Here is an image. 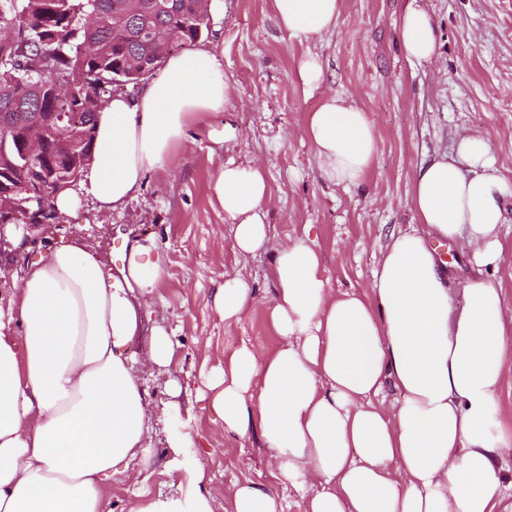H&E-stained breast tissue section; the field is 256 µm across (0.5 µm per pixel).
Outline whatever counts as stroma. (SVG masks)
<instances>
[{
  "mask_svg": "<svg viewBox=\"0 0 512 512\" xmlns=\"http://www.w3.org/2000/svg\"><path fill=\"white\" fill-rule=\"evenodd\" d=\"M335 28L305 41L280 30L273 0H220L210 25L193 47L224 68L230 98L224 112L190 130L164 169L149 173L140 195L123 208L98 210L87 202L56 224L30 231L31 257L78 237L97 246L119 268L123 237L155 235L167 257V274L146 300L151 321L163 324L176 349L171 372H143L154 421L144 479L113 477L104 496L108 512H130L141 496L178 494L186 466L201 460L213 475L214 512H231L224 488L235 481L269 485L286 512H305L306 499L271 475L270 452L259 432L225 434L206 400L203 370L224 362L225 351L248 344L257 362L279 338L262 306L239 322L224 323L210 297L224 275L243 270L256 297L267 298L271 257L281 245L306 237L322 255L327 285L368 293L379 251L392 232L415 221L414 175L435 155L452 150L458 136L487 137L501 175L512 181V0H422L438 26L431 61H409L399 41V21L409 0H339ZM317 56L321 81L306 88L300 62ZM339 96L367 112L377 130L378 152L360 186L343 189L322 177L307 118L326 98ZM230 123L235 138L210 140L209 127ZM261 165L267 173L269 238L265 251L241 262L229 221L212 186L227 161ZM181 393L171 398L170 382ZM179 411H171V401ZM191 431L194 445L172 457L169 438Z\"/></svg>",
  "mask_w": 512,
  "mask_h": 512,
  "instance_id": "35a3bbf8",
  "label": "stroma"
}]
</instances>
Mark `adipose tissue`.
Wrapping results in <instances>:
<instances>
[{
  "instance_id": "1",
  "label": "adipose tissue",
  "mask_w": 512,
  "mask_h": 512,
  "mask_svg": "<svg viewBox=\"0 0 512 512\" xmlns=\"http://www.w3.org/2000/svg\"><path fill=\"white\" fill-rule=\"evenodd\" d=\"M274 8L280 28L307 41L339 17V0H274ZM437 42L431 15L411 0L400 22L406 58L430 61ZM228 100L215 57H168L139 97L116 92L98 110L93 159L79 189L55 196V210L69 215L87 200L123 206ZM306 134L327 181L359 186L378 145L366 112L329 97L310 113ZM213 193L239 255L264 250L262 167L224 163ZM510 197L512 182L499 175L486 138L468 133L418 168V224L391 234L370 295L328 288L307 240L276 250L274 292L263 304L279 344L261 363L245 344L225 353L206 398L225 432L259 431L279 479L300 491L314 486L306 512H503L512 499L504 480L512 431L497 420L498 392L512 375V318L499 285L481 276L463 282V306L454 309L435 250L463 239L478 268L497 266ZM165 274L155 237L125 240L115 271L75 238L26 262L0 289V512H104L113 476L138 482L130 466L146 454L152 408L136 369L169 367L174 356L143 305ZM211 302L230 323L258 301L235 272ZM388 388L396 393L389 404ZM211 482L194 463L180 495H157L132 512H213ZM229 495L233 512H284L273 491L251 481Z\"/></svg>"
}]
</instances>
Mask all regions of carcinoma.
I'll list each match as a JSON object with an SVG mask.
<instances>
[{
	"label": "carcinoma",
	"instance_id": "1",
	"mask_svg": "<svg viewBox=\"0 0 512 512\" xmlns=\"http://www.w3.org/2000/svg\"><path fill=\"white\" fill-rule=\"evenodd\" d=\"M209 0H0V178L35 175L24 154L34 132L61 171L78 180L91 160L95 111L114 77L138 82L152 71L150 33L166 29L178 45L209 28ZM51 74L44 82L40 72ZM66 129L64 149L57 146Z\"/></svg>",
	"mask_w": 512,
	"mask_h": 512
}]
</instances>
